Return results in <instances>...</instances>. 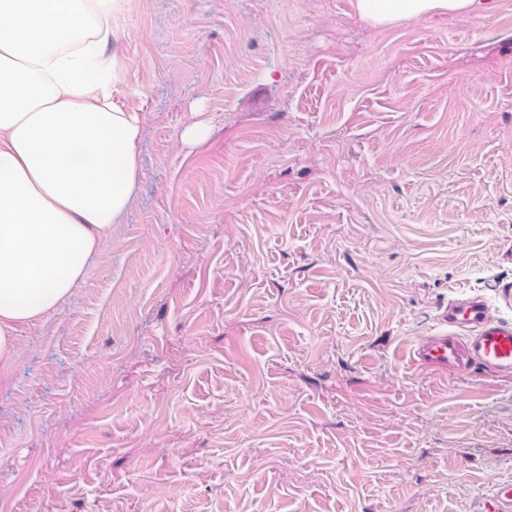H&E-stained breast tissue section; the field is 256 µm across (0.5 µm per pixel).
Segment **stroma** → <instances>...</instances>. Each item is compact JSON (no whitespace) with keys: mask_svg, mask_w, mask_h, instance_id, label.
<instances>
[{"mask_svg":"<svg viewBox=\"0 0 512 512\" xmlns=\"http://www.w3.org/2000/svg\"><path fill=\"white\" fill-rule=\"evenodd\" d=\"M124 11L140 190L16 338L0 512H480L512 480V378L410 348L512 283V0ZM359 16L376 25L400 18H421L433 13L483 15L492 0H355Z\"/></svg>","mask_w":512,"mask_h":512,"instance_id":"obj_1","label":"stroma"}]
</instances>
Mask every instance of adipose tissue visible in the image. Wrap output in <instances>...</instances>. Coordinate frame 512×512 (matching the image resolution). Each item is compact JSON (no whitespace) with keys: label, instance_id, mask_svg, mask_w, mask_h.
I'll return each instance as SVG.
<instances>
[{"label":"adipose tissue","instance_id":"obj_1","mask_svg":"<svg viewBox=\"0 0 512 512\" xmlns=\"http://www.w3.org/2000/svg\"><path fill=\"white\" fill-rule=\"evenodd\" d=\"M123 0H0V371L21 327L56 313L137 192L139 112L109 50ZM376 25L481 15L490 0H356Z\"/></svg>","mask_w":512,"mask_h":512}]
</instances>
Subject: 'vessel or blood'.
<instances>
[{
	"mask_svg": "<svg viewBox=\"0 0 512 512\" xmlns=\"http://www.w3.org/2000/svg\"><path fill=\"white\" fill-rule=\"evenodd\" d=\"M498 306L481 295L450 299L439 331L414 343L412 363L431 375L452 370L463 376L479 369L512 376V321L499 318ZM482 512H512V481L494 485Z\"/></svg>",
	"mask_w": 512,
	"mask_h": 512,
	"instance_id": "obj_1",
	"label": "vessel or blood"
}]
</instances>
